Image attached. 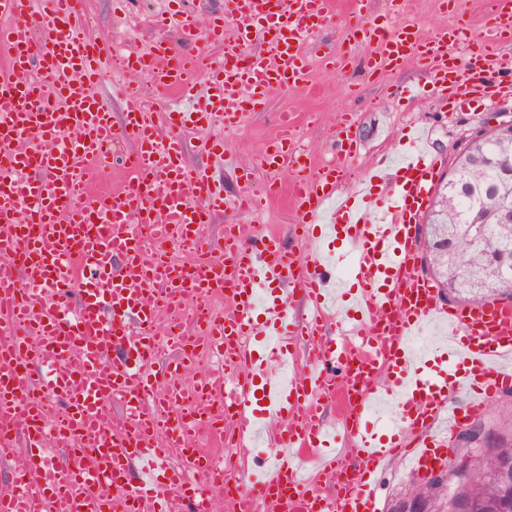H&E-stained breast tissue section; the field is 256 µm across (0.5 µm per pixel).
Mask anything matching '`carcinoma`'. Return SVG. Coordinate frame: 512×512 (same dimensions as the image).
I'll use <instances>...</instances> for the list:
<instances>
[{
  "label": "carcinoma",
  "mask_w": 512,
  "mask_h": 512,
  "mask_svg": "<svg viewBox=\"0 0 512 512\" xmlns=\"http://www.w3.org/2000/svg\"><path fill=\"white\" fill-rule=\"evenodd\" d=\"M465 191L449 189L444 192L436 222L425 225L423 250L425 261L432 266L443 281L457 284L449 289V298L470 304L512 298L511 274L493 262L486 248L512 252V224H466L465 216L488 203L487 188L494 184L496 172L482 163L471 165L458 176ZM488 281L499 285L488 293L470 288L473 280ZM495 423L483 417L475 422L488 429L493 441L485 450L482 469L495 473L506 469L512 478V399L500 400L493 408ZM507 488L495 475L480 474L458 480L457 485L446 488L441 485L414 484L395 494L387 503L386 512H398L406 494L421 497L438 512L444 510L448 495L457 494L467 499L470 512H512L507 502Z\"/></svg>",
  "instance_id": "obj_1"
}]
</instances>
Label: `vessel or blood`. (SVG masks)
<instances>
[{"mask_svg": "<svg viewBox=\"0 0 512 512\" xmlns=\"http://www.w3.org/2000/svg\"><path fill=\"white\" fill-rule=\"evenodd\" d=\"M224 13L199 25L171 13L161 27L224 45L223 57L176 52L164 41L121 58L126 72L146 73L154 91L192 101L202 118L233 127L244 113L265 107L279 88L308 80L305 38L334 17L332 0H229ZM455 21L421 36L415 25L364 21L351 37L371 46L377 73L413 63L442 105L461 108L482 99L512 98V0H490L485 35L475 41L462 0H439ZM84 0H0V440L24 433V455L11 465L12 486L0 512H138L143 498L173 491L190 496L194 512H213V490L224 487V464L187 443L200 424L224 435V409L234 432L276 424L279 461L236 476L246 506L270 512H378L376 476L385 458L411 450L414 467L447 457V440L430 430L483 412L512 387V304L462 308L442 303L418 267L414 234L430 198L438 161L408 133L391 160L392 182L381 172L343 197L346 162L359 149L351 115L341 110L335 160L312 167L310 152L282 118L281 143L266 152L268 177L233 198L184 161L180 131L160 133L139 86L115 85L124 119L92 89L112 70V47L87 37ZM463 48L465 65L449 63V46ZM208 94L195 100L197 75ZM134 145L127 186L94 190L87 162L105 158L112 143ZM289 183H282V176ZM295 203V227L325 222L330 239L346 237L342 253L281 242L252 224L282 190ZM232 211L224 244H208L214 213ZM206 251L200 264L169 261L171 239ZM349 263L358 291L330 287V272ZM228 292L223 320L193 322L187 302L208 307ZM308 314L291 320L293 294ZM165 331H158L160 314ZM448 325L445 344L419 352L411 345L435 321ZM177 349L175 373L146 369L160 342ZM222 363L218 373L186 390L199 342ZM458 367L442 364L445 356ZM470 395L450 402L455 391ZM344 392L342 427L353 438V460L333 453L322 464L332 487L321 493L303 478L302 459L333 439L322 400ZM63 400L51 414L48 397ZM122 398L128 425L116 428L106 405ZM395 408L399 427L377 435L382 408ZM68 443L77 468L47 461V444ZM179 451L180 479L160 482L163 449Z\"/></svg>", "mask_w": 512, "mask_h": 512, "instance_id": "obj_1", "label": "vessel or blood"}]
</instances>
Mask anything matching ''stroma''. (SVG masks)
I'll use <instances>...</instances> for the list:
<instances>
[{
    "label": "stroma",
    "instance_id": "1",
    "mask_svg": "<svg viewBox=\"0 0 512 512\" xmlns=\"http://www.w3.org/2000/svg\"><path fill=\"white\" fill-rule=\"evenodd\" d=\"M168 6V0H128L117 5L115 0H86L84 28L91 37L103 42L121 40L125 51L142 52L158 39H166L182 50L192 43L178 30L160 31L155 20ZM388 0H336L335 17L307 45L310 82L303 89L277 90L270 94L264 110L247 113L233 130H225L221 118L187 127L185 161L189 167L206 170L224 186L225 194L240 190L244 173H251L254 184L266 179L261 166L263 153L273 144L279 132L282 113L294 114L301 144L311 149L314 161L329 159L333 142L329 137L331 120L337 110L352 111L351 133L362 144L351 167L363 175L380 154L395 155L404 128L418 122L430 130V151L441 161L440 176H448L452 155L469 140L483 135L491 126L512 119V102H475L462 110L441 112L431 93L416 100H406L404 87L424 83L415 65L395 71L371 74L365 58L371 49L367 44L350 43L347 37L352 24L361 19H384ZM350 53L356 61L344 71L333 70L323 61L325 53ZM220 138L223 154L208 155L199 149L201 140Z\"/></svg>",
    "mask_w": 512,
    "mask_h": 512
}]
</instances>
